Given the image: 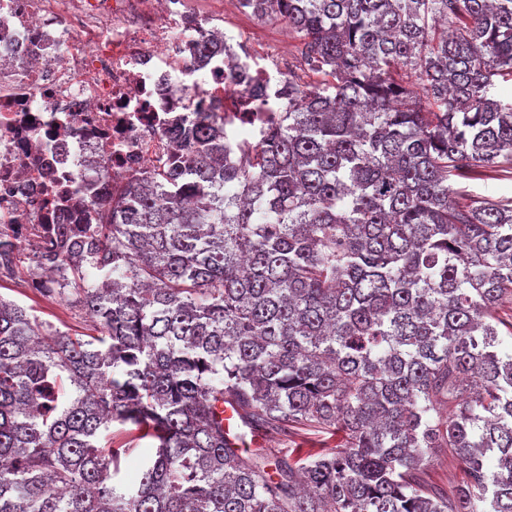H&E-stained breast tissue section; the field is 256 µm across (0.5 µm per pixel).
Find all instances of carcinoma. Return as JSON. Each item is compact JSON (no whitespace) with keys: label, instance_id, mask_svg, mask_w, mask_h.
Listing matches in <instances>:
<instances>
[{"label":"carcinoma","instance_id":"carcinoma-1","mask_svg":"<svg viewBox=\"0 0 512 512\" xmlns=\"http://www.w3.org/2000/svg\"><path fill=\"white\" fill-rule=\"evenodd\" d=\"M238 4L300 40L275 82L225 72L282 97L271 123L173 127L175 155L18 248L94 332L0 296V512H512V198L451 184L512 173V0ZM114 422L151 448L134 484ZM300 426L340 449L250 447ZM432 448L464 466L451 498ZM428 461L423 467L422 479L428 485L448 492V496L453 495L463 477V465L446 448H432Z\"/></svg>","mask_w":512,"mask_h":512}]
</instances>
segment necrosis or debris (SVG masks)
Wrapping results in <instances>:
<instances>
[{
    "mask_svg": "<svg viewBox=\"0 0 512 512\" xmlns=\"http://www.w3.org/2000/svg\"><path fill=\"white\" fill-rule=\"evenodd\" d=\"M185 0H0V211L13 244L49 243L59 202L83 212L165 155L166 129L248 100L224 59L248 63L241 36L207 70L192 61Z\"/></svg>",
    "mask_w": 512,
    "mask_h": 512,
    "instance_id": "necrosis-or-debris-1",
    "label": "necrosis or debris"
}]
</instances>
